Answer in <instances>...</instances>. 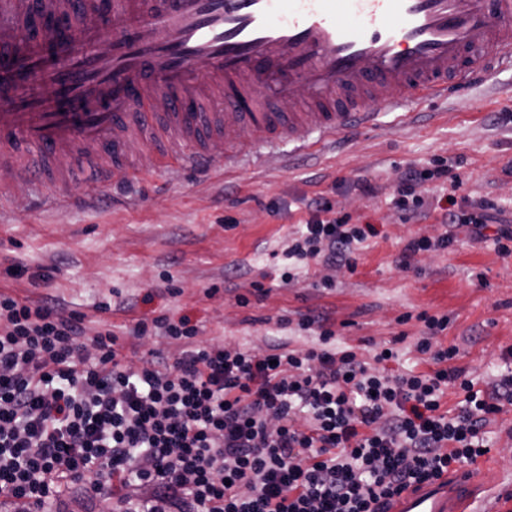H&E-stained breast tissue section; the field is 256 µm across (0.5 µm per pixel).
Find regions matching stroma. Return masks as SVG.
<instances>
[{
    "instance_id": "obj_1",
    "label": "stroma",
    "mask_w": 512,
    "mask_h": 512,
    "mask_svg": "<svg viewBox=\"0 0 512 512\" xmlns=\"http://www.w3.org/2000/svg\"><path fill=\"white\" fill-rule=\"evenodd\" d=\"M402 123L384 117L375 128L350 134L310 154L214 176L173 174L142 160L146 179L135 185L73 186L77 203L55 208L50 189L8 170L0 185V291L57 299L66 311L86 313L90 329L109 325L122 334L129 361L142 365L150 351L175 359L180 349L160 336L125 335L132 320L185 315L198 324L196 345L226 343L266 349L277 340L293 347L315 343L300 331L302 314L331 313L339 343L371 349L406 332L402 361L412 366L416 323L398 325L405 312L445 314L448 340L460 348L459 366L486 383L504 371L512 348V256L490 243H472L465 230L445 252L418 255L414 268L395 259L414 235L443 232L438 213L403 220L391 204L399 170L434 157L461 159L462 193L494 200L512 218V71L486 76L448 97L414 100ZM367 178L376 196L345 184ZM327 198L352 223L375 224L377 237L360 253L356 271L318 265L282 283L279 255L307 204ZM23 272L8 275L7 265ZM51 270L36 283L32 273ZM328 279L332 289L317 288ZM267 290L239 306L252 283ZM491 451L477 470L487 479L477 512H512V405L491 426Z\"/></svg>"
}]
</instances>
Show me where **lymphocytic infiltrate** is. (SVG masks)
<instances>
[{"instance_id": "lymphocytic-infiltrate-1", "label": "lymphocytic infiltrate", "mask_w": 512, "mask_h": 512, "mask_svg": "<svg viewBox=\"0 0 512 512\" xmlns=\"http://www.w3.org/2000/svg\"><path fill=\"white\" fill-rule=\"evenodd\" d=\"M444 180L443 233L414 236L397 263L443 252L455 227L493 239L512 255V222L488 199L460 196L446 158L397 177L391 204L404 219L427 215L419 189ZM288 241L283 283L310 264L355 271L377 230L353 224L328 200ZM86 316L0 292V503L24 512L84 486L118 496L124 512H380L410 484L472 465L488 454V428L512 405V371L478 388L445 343V314L404 313L422 323L420 368L400 370L394 345L371 355L339 345L327 313L302 315L315 344L276 342L262 352L223 344L192 347L188 317L136 321L182 351L140 368L125 363L113 330L90 331ZM462 393L456 409L444 398Z\"/></svg>"}]
</instances>
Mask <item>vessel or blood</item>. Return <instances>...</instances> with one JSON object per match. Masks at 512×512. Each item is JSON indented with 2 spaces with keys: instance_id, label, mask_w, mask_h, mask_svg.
Masks as SVG:
<instances>
[{
  "instance_id": "1",
  "label": "vessel or blood",
  "mask_w": 512,
  "mask_h": 512,
  "mask_svg": "<svg viewBox=\"0 0 512 512\" xmlns=\"http://www.w3.org/2000/svg\"><path fill=\"white\" fill-rule=\"evenodd\" d=\"M508 68L512 0H0V165L63 207L76 179H144L136 142L172 171L246 168ZM475 487L445 476L384 510L469 512Z\"/></svg>"
}]
</instances>
